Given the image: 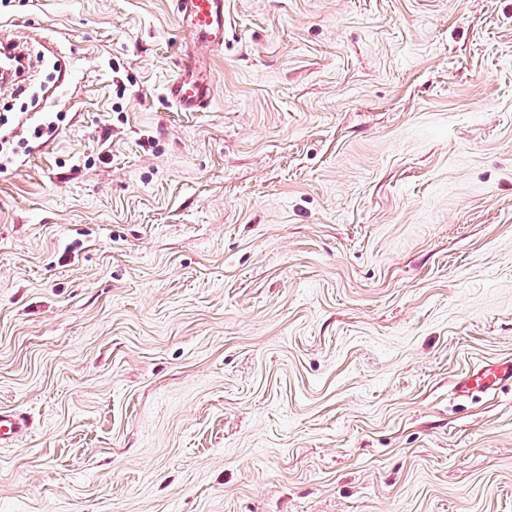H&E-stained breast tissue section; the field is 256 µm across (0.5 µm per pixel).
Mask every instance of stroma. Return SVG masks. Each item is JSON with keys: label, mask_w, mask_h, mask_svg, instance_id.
Wrapping results in <instances>:
<instances>
[{"label": "stroma", "mask_w": 512, "mask_h": 512, "mask_svg": "<svg viewBox=\"0 0 512 512\" xmlns=\"http://www.w3.org/2000/svg\"><path fill=\"white\" fill-rule=\"evenodd\" d=\"M225 8L0 6V512H512V0ZM225 0H173L178 27L193 32L198 41L210 47L224 45ZM181 71L182 73L167 85L166 96L181 112H199L212 98V85L200 80L189 62L184 63ZM505 381L512 383V362L509 360L473 370L458 383L457 391L460 394H469L476 389H491Z\"/></svg>", "instance_id": "35a3bbf8"}]
</instances>
